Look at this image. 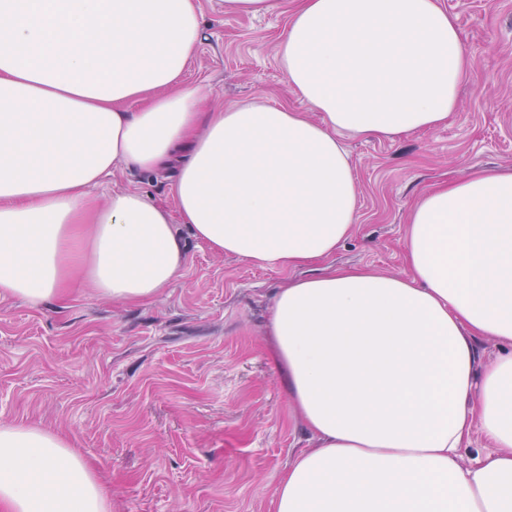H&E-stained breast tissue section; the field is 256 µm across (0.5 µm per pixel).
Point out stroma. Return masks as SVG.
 Wrapping results in <instances>:
<instances>
[{"mask_svg": "<svg viewBox=\"0 0 512 512\" xmlns=\"http://www.w3.org/2000/svg\"><path fill=\"white\" fill-rule=\"evenodd\" d=\"M475 59L445 126L396 139L342 134L358 216L332 259L384 274L405 268L419 194L478 169L512 168V0H442ZM201 37L185 70L205 112L258 100L307 111L276 46L294 0L228 14L198 0ZM176 165L118 167L99 202L134 190L174 208ZM187 262L154 300L129 305L75 289L33 307L0 295V424L65 436L97 469L112 512H266L288 460L316 442L293 413L269 355L272 298L304 268L268 270L213 254L187 227Z\"/></svg>", "mask_w": 512, "mask_h": 512, "instance_id": "35a3bbf8", "label": "stroma"}]
</instances>
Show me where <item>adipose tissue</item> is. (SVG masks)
<instances>
[{"mask_svg":"<svg viewBox=\"0 0 512 512\" xmlns=\"http://www.w3.org/2000/svg\"><path fill=\"white\" fill-rule=\"evenodd\" d=\"M196 0H0V295L77 282L125 303L178 278L186 225L255 267L312 264L272 300L271 355L317 439L269 512H512V170L425 191L396 276L331 259L356 221L343 133L447 124L473 67L440 0H299L277 57L318 112L199 108ZM137 103L129 111V103ZM188 146L174 209L92 191ZM506 349L483 361L479 340ZM488 444L463 467L474 429ZM0 512H112L63 436L0 425Z\"/></svg>","mask_w":512,"mask_h":512,"instance_id":"adipose-tissue-1","label":"adipose tissue"}]
</instances>
